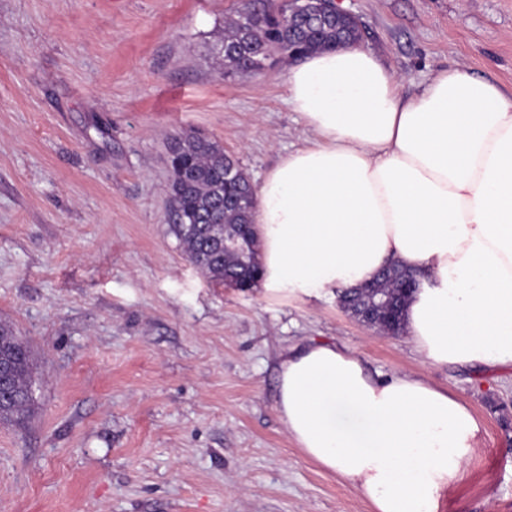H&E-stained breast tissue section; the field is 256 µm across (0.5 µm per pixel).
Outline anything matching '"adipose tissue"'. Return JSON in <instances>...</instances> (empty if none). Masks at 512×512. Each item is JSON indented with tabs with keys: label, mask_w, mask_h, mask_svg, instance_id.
<instances>
[{
	"label": "adipose tissue",
	"mask_w": 512,
	"mask_h": 512,
	"mask_svg": "<svg viewBox=\"0 0 512 512\" xmlns=\"http://www.w3.org/2000/svg\"><path fill=\"white\" fill-rule=\"evenodd\" d=\"M285 89L316 141L256 191L259 290L332 296L395 263L421 281L404 329L422 357L512 365V91L450 66L407 97L362 45L290 64ZM275 409L372 512H438L480 431L448 390L333 343L282 354Z\"/></svg>",
	"instance_id": "obj_1"
}]
</instances>
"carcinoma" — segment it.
<instances>
[{
    "mask_svg": "<svg viewBox=\"0 0 512 512\" xmlns=\"http://www.w3.org/2000/svg\"><path fill=\"white\" fill-rule=\"evenodd\" d=\"M363 32L328 15L317 20L299 19L293 29L281 25L276 12L256 9L245 0L224 29V42L215 54L224 75L264 69L276 55L302 47L310 52L324 45H336L344 38L358 43ZM234 169L236 178L224 181V170ZM170 206L176 217L173 225L188 259L214 282L245 290L255 285L261 274L255 235L248 227L255 206V190L237 168L224 146L211 138L185 131L175 137L169 158ZM392 280L383 282L380 291L339 293L352 314L381 310L390 315L385 326L401 330V316L408 293H395ZM0 348L15 358L11 379L15 395L11 406L0 411V421L20 425L33 411L32 378L35 363L31 351L24 349L12 329L0 325Z\"/></svg>",
    "mask_w": 512,
    "mask_h": 512,
    "instance_id": "1",
    "label": "carcinoma"
}]
</instances>
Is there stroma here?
<instances>
[{
  "instance_id": "obj_1",
  "label": "stroma",
  "mask_w": 512,
  "mask_h": 512,
  "mask_svg": "<svg viewBox=\"0 0 512 512\" xmlns=\"http://www.w3.org/2000/svg\"><path fill=\"white\" fill-rule=\"evenodd\" d=\"M239 0H0V323L35 411L0 423V512H371L275 411L281 353L347 347L468 403L481 428L438 512H512V366H439L330 297L211 281L171 230L176 133L252 182L313 138L288 57L226 76ZM405 95L455 65L512 88V0H341Z\"/></svg>"
}]
</instances>
